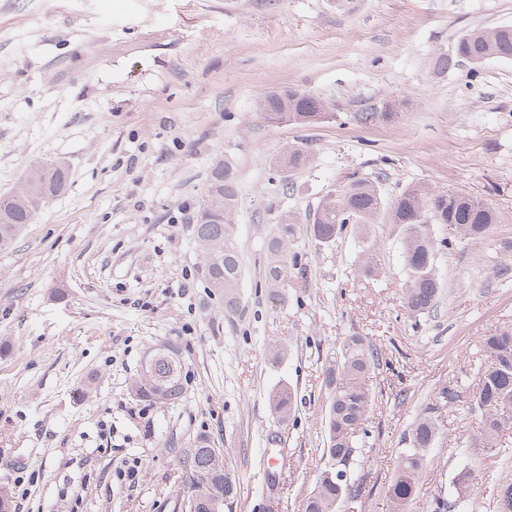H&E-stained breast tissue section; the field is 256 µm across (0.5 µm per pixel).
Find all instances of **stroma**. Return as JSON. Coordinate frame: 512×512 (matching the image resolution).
Instances as JSON below:
<instances>
[{
	"label": "stroma",
	"mask_w": 512,
	"mask_h": 512,
	"mask_svg": "<svg viewBox=\"0 0 512 512\" xmlns=\"http://www.w3.org/2000/svg\"><path fill=\"white\" fill-rule=\"evenodd\" d=\"M503 26L512 0H0V196L32 165L70 172L0 250V489L12 512H187L181 458L202 435L237 486L224 512H300L323 464L321 369L351 336L390 365L369 379L362 489L339 512H390L403 434L445 382L461 398L442 413L408 512L455 500L464 469L477 473L468 512H498L512 431L491 461L468 443L482 340L512 324V58L434 63L465 33ZM288 89L326 101L329 118L264 120L257 100ZM393 100L395 119L358 121ZM291 146L311 161L285 191L271 173ZM217 156L239 185L232 318L202 277L189 220ZM357 178L388 202L423 184L496 213L482 238L438 251L430 311L405 307L394 224L375 227L376 273L361 271L350 228L329 249L304 230L292 249L306 275L289 273L282 302L260 288L280 214L305 217ZM172 342L183 401L132 400L130 380ZM278 383L300 401L283 425L266 403ZM278 451L285 466L267 470ZM134 464L135 481L120 479Z\"/></svg>",
	"instance_id": "35a3bbf8"
}]
</instances>
